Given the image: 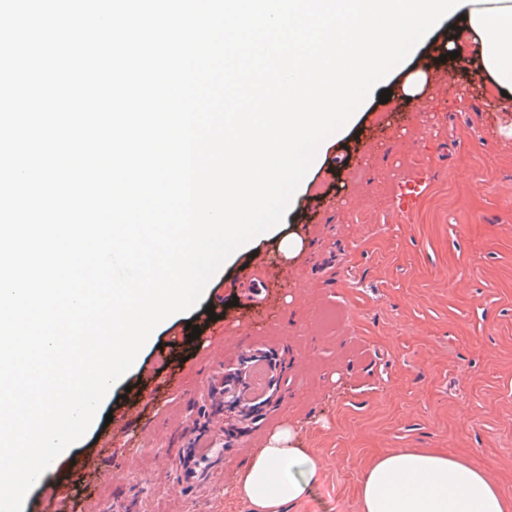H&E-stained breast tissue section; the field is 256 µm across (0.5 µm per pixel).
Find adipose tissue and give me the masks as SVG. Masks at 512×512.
<instances>
[{
	"label": "adipose tissue",
	"instance_id": "adipose-tissue-1",
	"mask_svg": "<svg viewBox=\"0 0 512 512\" xmlns=\"http://www.w3.org/2000/svg\"><path fill=\"white\" fill-rule=\"evenodd\" d=\"M460 30H449L442 52L459 50L463 33L478 43L468 61L474 77L512 102V0H481L460 8ZM317 480L308 449L287 426L273 430L250 456L230 493L249 512H283L306 499ZM361 512H512L475 466L425 448H401L372 460L359 482Z\"/></svg>",
	"mask_w": 512,
	"mask_h": 512
}]
</instances>
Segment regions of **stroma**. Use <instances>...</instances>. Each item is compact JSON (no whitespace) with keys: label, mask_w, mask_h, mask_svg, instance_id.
Segmentation results:
<instances>
[{"label":"stroma","mask_w":512,"mask_h":512,"mask_svg":"<svg viewBox=\"0 0 512 512\" xmlns=\"http://www.w3.org/2000/svg\"><path fill=\"white\" fill-rule=\"evenodd\" d=\"M444 29L417 45L432 109L367 98L324 156L284 222L306 240L287 258L263 241L227 261L190 311L158 326L106 409L155 366L161 345L203 325L215 296L224 333L188 340L170 365L181 387L162 394L112 439L120 468L83 512H247L227 490L275 428L296 429L318 468L311 495L289 512H361L359 481L379 454L439 448L483 469L512 497V123L489 86L457 62L436 63ZM470 111H463V104ZM427 175L411 211L402 183ZM250 350L278 364L277 397L244 431L218 434L209 380ZM222 439L205 483L185 481L181 448Z\"/></svg>","instance_id":"35a3bbf8"}]
</instances>
